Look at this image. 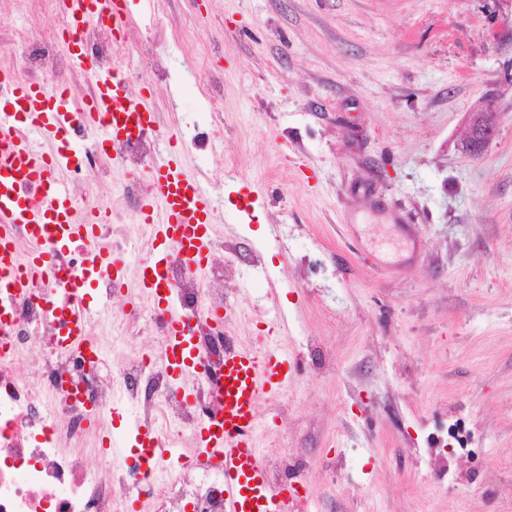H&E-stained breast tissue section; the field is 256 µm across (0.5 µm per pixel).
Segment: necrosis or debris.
Here are the masks:
<instances>
[{
    "label": "necrosis or debris",
    "instance_id": "1",
    "mask_svg": "<svg viewBox=\"0 0 512 512\" xmlns=\"http://www.w3.org/2000/svg\"><path fill=\"white\" fill-rule=\"evenodd\" d=\"M80 40L90 55L107 65L116 55L130 59L147 48L96 24L89 25ZM21 43L25 68L50 85L71 86L73 65L61 41L25 37ZM80 136L85 151L78 167L103 180L111 175L113 164L130 166L125 193L141 204L149 192L144 166L153 154L155 132L114 147L109 157L100 147L98 132L85 129ZM227 250V245H216L204 283L179 263L171 265L183 321L202 346L196 398L189 405L175 397L160 352L113 361L101 348L92 356L62 349L64 330L50 315L55 289L43 284L12 302L11 323L0 328V512H116L123 497L150 502L154 512H224L222 471L184 454L157 472L138 454L117 461L93 455L90 445L97 423L112 411L116 381L138 418L156 422L164 444L194 434L200 421L213 413L211 379L223 364L224 324L209 312L223 309L219 284L236 274L223 259ZM134 323L147 325L160 342L169 334L154 309L134 306L117 311L114 340L127 341Z\"/></svg>",
    "mask_w": 512,
    "mask_h": 512
}]
</instances>
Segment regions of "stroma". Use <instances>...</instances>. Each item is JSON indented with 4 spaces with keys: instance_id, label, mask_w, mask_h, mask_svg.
Here are the masks:
<instances>
[{
    "instance_id": "stroma-1",
    "label": "stroma",
    "mask_w": 512,
    "mask_h": 512,
    "mask_svg": "<svg viewBox=\"0 0 512 512\" xmlns=\"http://www.w3.org/2000/svg\"><path fill=\"white\" fill-rule=\"evenodd\" d=\"M124 3L154 46L134 89L183 141L209 134L192 169L225 171V325L293 363L259 447L301 512H512V0ZM57 18L0 0V69ZM126 181L93 193L135 239Z\"/></svg>"
}]
</instances>
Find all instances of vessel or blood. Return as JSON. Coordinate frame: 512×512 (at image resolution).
Masks as SVG:
<instances>
[{
    "mask_svg": "<svg viewBox=\"0 0 512 512\" xmlns=\"http://www.w3.org/2000/svg\"><path fill=\"white\" fill-rule=\"evenodd\" d=\"M58 5L71 31L65 46L74 66L92 76L93 89L85 95L35 81L0 80V291L22 296L33 282L49 279L61 252L79 250L75 273L63 285V343L94 349L90 328L101 312L91 306L90 292L106 274L124 283L126 272L99 243V227L109 220L107 209L78 204L68 185L80 154L76 132L98 129L106 143L117 145L131 129L155 130L167 150L151 166L150 192L139 216L150 235L149 261L140 266L137 282L174 328L162 347L165 366L181 384L180 398L193 401L191 381L200 353L193 336L180 329L175 288L162 274L175 257L191 272L207 263L216 242L213 198L199 178L184 172L176 150L178 134L159 124L150 99L130 92L124 70L100 65L73 38L74 31L96 22L116 35L127 31L130 17L120 0H58ZM19 229L31 244L24 255L13 244ZM289 383L287 354L225 342L224 404L194 435L199 461L224 472V512H291L295 507L289 483L273 478L257 446L259 401L278 397ZM126 428L137 447L156 446V427L130 418Z\"/></svg>",
    "mask_w": 512,
    "mask_h": 512,
    "instance_id": "1",
    "label": "vessel or blood"
}]
</instances>
